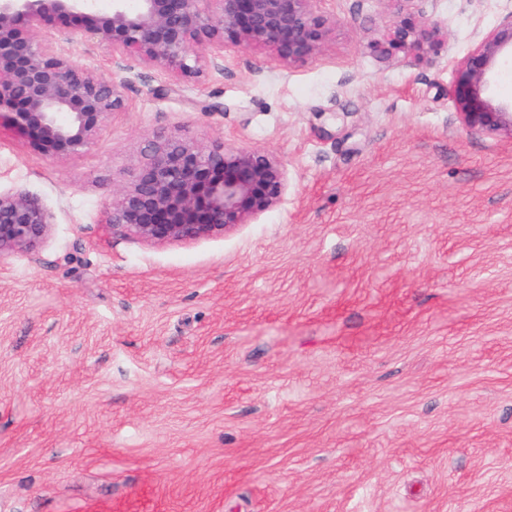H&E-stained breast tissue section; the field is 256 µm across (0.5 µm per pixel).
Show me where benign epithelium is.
Masks as SVG:
<instances>
[{
	"mask_svg": "<svg viewBox=\"0 0 512 512\" xmlns=\"http://www.w3.org/2000/svg\"><path fill=\"white\" fill-rule=\"evenodd\" d=\"M316 0H112L108 13L92 0H0V115L45 155L83 152L106 120L128 109L125 83L76 66L57 42L37 32L50 20L104 47L112 62L135 57L168 71L169 92L224 57V43L268 45L290 64L314 55L331 29ZM437 26L419 32L404 19L386 27V52L418 40L435 47ZM512 62V15L464 58L453 62V99L460 122L478 132L512 134V98L495 93L500 69ZM288 189L285 170L269 153L202 145L177 133L146 142L134 180L112 197V229L152 244L218 238L276 206ZM54 216L22 194L0 192V257L34 251Z\"/></svg>",
	"mask_w": 512,
	"mask_h": 512,
	"instance_id": "benign-epithelium-1",
	"label": "benign epithelium"
}]
</instances>
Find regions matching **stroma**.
<instances>
[{
	"label": "stroma",
	"mask_w": 512,
	"mask_h": 512,
	"mask_svg": "<svg viewBox=\"0 0 512 512\" xmlns=\"http://www.w3.org/2000/svg\"><path fill=\"white\" fill-rule=\"evenodd\" d=\"M319 51L224 45L182 81L39 38L129 109L52 157L0 122V191L52 211L0 258V512H512V135L466 130L450 59L512 0H319ZM437 48L382 53L396 17ZM273 154L224 236L113 232L148 138Z\"/></svg>",
	"instance_id": "35a3bbf8"
}]
</instances>
